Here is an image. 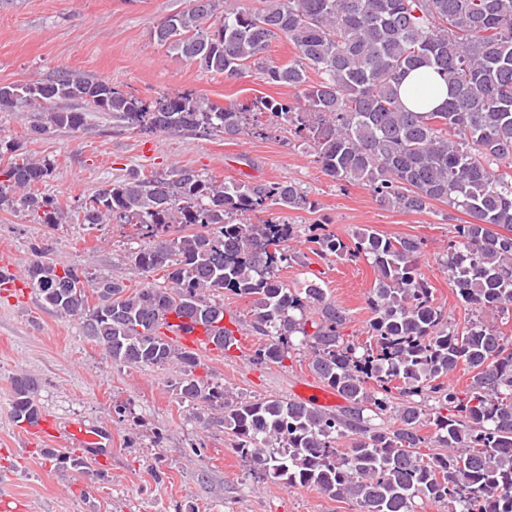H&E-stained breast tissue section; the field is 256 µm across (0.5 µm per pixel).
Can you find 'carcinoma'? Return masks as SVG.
<instances>
[{"label": "carcinoma", "instance_id": "1", "mask_svg": "<svg viewBox=\"0 0 512 512\" xmlns=\"http://www.w3.org/2000/svg\"><path fill=\"white\" fill-rule=\"evenodd\" d=\"M189 0L162 20L154 39L227 80L259 75L297 90L292 101L259 96L219 106L191 93L147 102L101 78L62 73L47 82L0 86V112L21 104L45 109L80 101L92 112L144 132H246L267 113L308 142L336 182L368 188L382 206L409 213L442 202L469 217L454 225L444 262L461 305L481 314L463 328L448 322L419 268V239L371 228L344 240L311 224L306 242L320 259L370 262L369 342L344 338L347 316L319 284L291 288L276 271L298 256L288 242L297 226L248 213L316 210L291 181L224 182L185 166L146 175L130 170L81 204L80 223L133 224L144 245L131 252L147 282L134 291L106 276H86L33 248L26 284L57 315L78 320L114 362L133 368L177 365L176 394L202 403L206 423L236 439L240 457L284 488L313 486L359 512H416L415 499L448 512H512V338L487 317L512 314V0ZM280 37L294 58L272 65ZM412 71L438 75L448 98L408 109L400 85ZM86 113L54 109L33 132L76 130ZM0 139V207L35 213L53 227L57 199L32 187L50 164ZM249 302V318L224 325V292ZM96 303L89 305V296ZM170 317L209 332L226 353L234 332L270 337L253 354L281 365L298 344L310 368L347 403L336 413L278 397L241 402L223 385L194 375L196 352L165 329ZM462 370L466 388L447 383ZM14 421L38 423V381L12 378ZM435 406L426 411L423 404ZM434 426L422 434L424 423ZM43 452L61 467L82 460Z\"/></svg>", "mask_w": 512, "mask_h": 512}]
</instances>
